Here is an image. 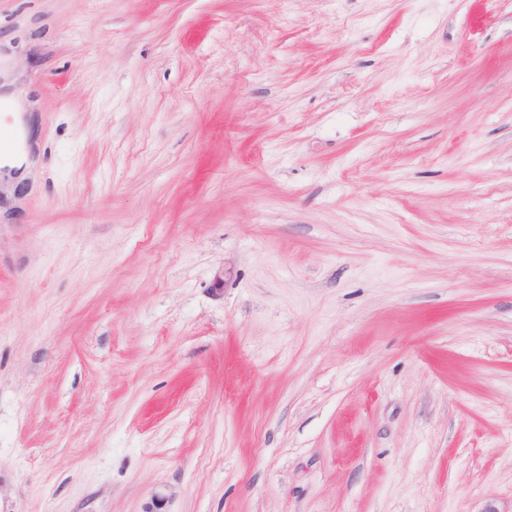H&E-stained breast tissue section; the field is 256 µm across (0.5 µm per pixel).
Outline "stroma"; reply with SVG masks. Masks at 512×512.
Instances as JSON below:
<instances>
[{"instance_id":"35a3bbf8","label":"stroma","mask_w":512,"mask_h":512,"mask_svg":"<svg viewBox=\"0 0 512 512\" xmlns=\"http://www.w3.org/2000/svg\"><path fill=\"white\" fill-rule=\"evenodd\" d=\"M0 512H512V0H0Z\"/></svg>"}]
</instances>
